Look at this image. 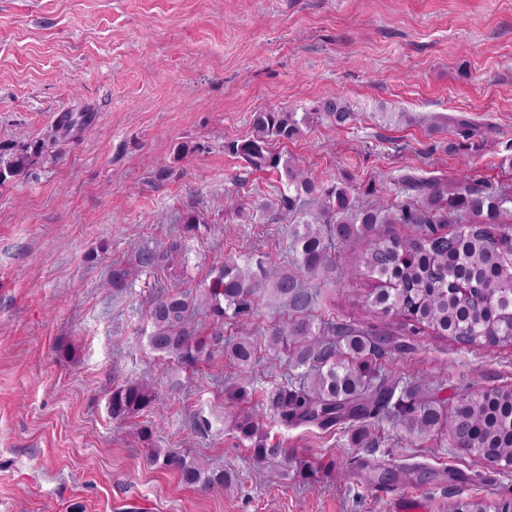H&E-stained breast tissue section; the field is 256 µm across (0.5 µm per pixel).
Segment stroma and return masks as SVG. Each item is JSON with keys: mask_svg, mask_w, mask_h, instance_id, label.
Returning a JSON list of instances; mask_svg holds the SVG:
<instances>
[{"mask_svg": "<svg viewBox=\"0 0 512 512\" xmlns=\"http://www.w3.org/2000/svg\"><path fill=\"white\" fill-rule=\"evenodd\" d=\"M331 95L353 121L275 145L315 183L363 205L404 198L406 173H473L512 190V0H0V149L51 144L0 184V512H400L405 501L442 512L455 492L493 508L512 498V468L462 454L444 432L412 440L383 418L361 444L346 424L284 426L270 399L301 376L287 347L269 343L291 316L272 290L253 318L224 321L225 344L249 338V362L218 353L190 367L148 345L159 281L198 299L194 324L212 334L200 298L224 257L293 276L313 295V323L388 325L368 306L380 281L362 266L367 239L326 232L335 269L305 271L292 218L258 209L284 174L227 149L252 133L254 112ZM64 110L91 121L56 136ZM191 212L204 223L193 235ZM175 240L183 265H137ZM117 265L131 272L123 291L110 280ZM370 362L402 383L430 380L444 402L512 385V349L429 332ZM128 381L158 400L113 420L108 399ZM248 415L288 448V470L253 457L237 428ZM152 446L205 458L223 486H185L151 464ZM366 460L460 479L379 487Z\"/></svg>", "mask_w": 512, "mask_h": 512, "instance_id": "1", "label": "stroma"}]
</instances>
